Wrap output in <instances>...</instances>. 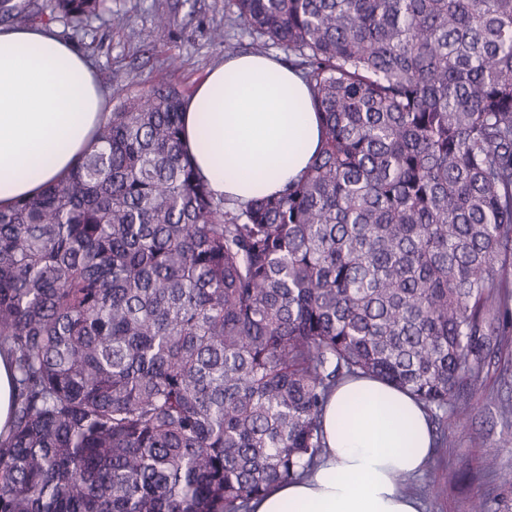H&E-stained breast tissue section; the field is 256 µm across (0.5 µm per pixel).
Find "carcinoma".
Wrapping results in <instances>:
<instances>
[{
    "mask_svg": "<svg viewBox=\"0 0 512 512\" xmlns=\"http://www.w3.org/2000/svg\"><path fill=\"white\" fill-rule=\"evenodd\" d=\"M81 39L107 0H53ZM320 115L300 179L215 198L184 94L126 99L0 209V512H253L315 467L342 380L465 415L512 272V0H231ZM12 402L10 371L5 359L0 357V429L7 423Z\"/></svg>",
    "mask_w": 512,
    "mask_h": 512,
    "instance_id": "1",
    "label": "carcinoma"
}]
</instances>
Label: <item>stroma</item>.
I'll return each mask as SVG.
<instances>
[{
	"label": "stroma",
	"mask_w": 512,
	"mask_h": 512,
	"mask_svg": "<svg viewBox=\"0 0 512 512\" xmlns=\"http://www.w3.org/2000/svg\"><path fill=\"white\" fill-rule=\"evenodd\" d=\"M113 14L124 15V26L110 17L98 23L94 44L74 40L71 30H54L91 63L106 97L107 109L120 107L127 96L155 84L190 93L216 65L226 47L255 52L252 37L234 23L224 0H108ZM168 25L156 27L158 17ZM125 74L124 85L112 81ZM512 404V345L501 361L490 364L484 384L471 398L472 409L448 428V445L436 450L422 475L407 481L406 492L422 503L423 512H471L483 502L486 512H501L512 502V487L502 481L512 473V424L500 417L501 404Z\"/></svg>",
	"instance_id": "1"
}]
</instances>
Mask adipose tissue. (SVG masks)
I'll return each instance as SVG.
<instances>
[{"mask_svg": "<svg viewBox=\"0 0 512 512\" xmlns=\"http://www.w3.org/2000/svg\"><path fill=\"white\" fill-rule=\"evenodd\" d=\"M103 109L97 77L71 42L43 26L0 29V208L70 172ZM184 110L188 155L217 198L244 203L282 191L320 144L308 85L272 57L215 66ZM323 431L315 469L277 484L254 512H421L400 484L434 454L413 395L375 376L348 379L325 407Z\"/></svg>", "mask_w": 512, "mask_h": 512, "instance_id": "ef3b65f1", "label": "adipose tissue"}]
</instances>
